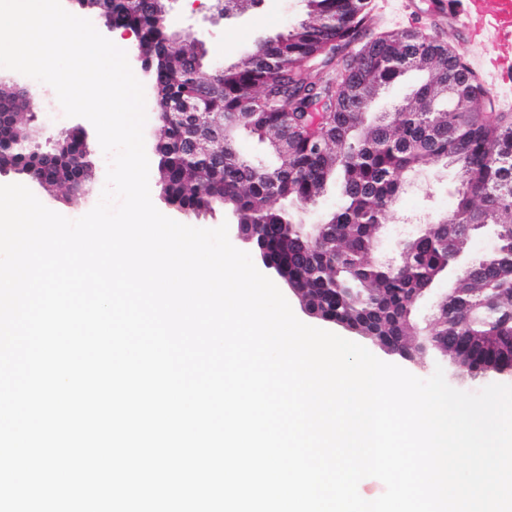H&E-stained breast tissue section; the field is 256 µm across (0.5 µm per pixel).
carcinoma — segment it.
Instances as JSON below:
<instances>
[{"instance_id":"obj_1","label":"carcinoma","mask_w":512,"mask_h":512,"mask_svg":"<svg viewBox=\"0 0 512 512\" xmlns=\"http://www.w3.org/2000/svg\"><path fill=\"white\" fill-rule=\"evenodd\" d=\"M75 2L107 12L116 28L143 30L137 48L149 67L169 203L195 215L221 208L237 224L258 225L265 261L288 267L303 301L406 352L416 351L426 328L416 316L421 289L451 275L431 334L448 337V357L466 378L512 363V121L486 117L469 91L477 79L455 49L413 28L364 39L370 0H306V16L286 33L259 40L235 64L209 68L194 42H173L158 29L168 0ZM257 2L224 0V16ZM409 72L419 76L410 95L373 113L382 90ZM184 99L197 112L224 113L218 160L205 168L186 157L187 132L170 116ZM316 102L324 116L311 129L305 112ZM31 137L17 119L9 135L17 162ZM243 137L263 144L270 161L243 156ZM67 152L55 155L39 185L67 184ZM431 163L454 166L456 206L401 244L407 261L380 268V225L402 176ZM334 180L339 203L309 241L296 211L314 206ZM483 228L493 230L494 249L461 265L470 235Z\"/></svg>"}]
</instances>
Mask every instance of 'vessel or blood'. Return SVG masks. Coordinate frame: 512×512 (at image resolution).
<instances>
[{"label":"vessel or blood","mask_w":512,"mask_h":512,"mask_svg":"<svg viewBox=\"0 0 512 512\" xmlns=\"http://www.w3.org/2000/svg\"><path fill=\"white\" fill-rule=\"evenodd\" d=\"M436 18L443 24L464 19L466 36L471 42L485 37L487 32H495L499 52L494 64L502 78L512 77V0H464L460 6L455 0H448Z\"/></svg>","instance_id":"obj_1"}]
</instances>
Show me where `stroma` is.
Listing matches in <instances>:
<instances>
[{
	"label": "stroma",
	"mask_w": 512,
	"mask_h": 512,
	"mask_svg": "<svg viewBox=\"0 0 512 512\" xmlns=\"http://www.w3.org/2000/svg\"><path fill=\"white\" fill-rule=\"evenodd\" d=\"M377 31L416 27L439 37L458 50L478 78L490 89L489 118L507 114L512 116V86L501 84L488 61L495 56L492 42L480 40L462 43L454 27L432 24L438 0H371ZM176 24L204 43V62L211 67H224L237 62L261 38L286 32L305 12L304 0H262L251 13L222 18L211 10L209 0H176ZM0 79L17 90L27 92L39 107L27 116L28 126L39 133L43 149H50L56 139L79 129L85 135L87 149L95 163L91 179L79 191L60 187L46 190L30 184L28 177L18 171L0 175V184L30 185L32 192L49 209L76 219L91 210L99 200L105 184L107 159L97 139L93 125L81 117L64 116L51 86L18 72L0 68ZM404 190L395 207L386 215L383 224L378 257L384 261H400L397 241L412 231L424 227L439 214L451 210L456 202V173L453 167L440 163L427 170L403 177ZM150 195L155 207L164 215L185 225L214 228L227 221L226 212L215 210L200 215L187 214L169 205L161 196L157 170L149 172Z\"/></svg>",
	"instance_id": "35a3bbf8"
}]
</instances>
